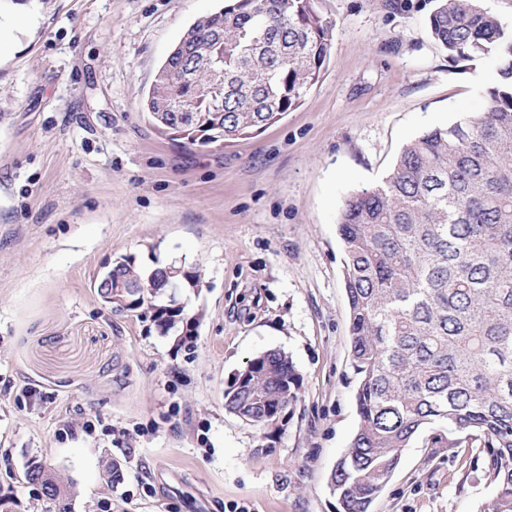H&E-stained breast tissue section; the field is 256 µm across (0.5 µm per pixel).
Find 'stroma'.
<instances>
[{
    "label": "stroma",
    "instance_id": "35a3bbf8",
    "mask_svg": "<svg viewBox=\"0 0 512 512\" xmlns=\"http://www.w3.org/2000/svg\"><path fill=\"white\" fill-rule=\"evenodd\" d=\"M224 3L0 0V495L14 512L46 510L33 458L74 482L73 512H338L331 474L359 421L339 212L407 142L483 112L499 64L449 59L436 0H315L332 40L298 107L221 148L170 140L142 102ZM123 255L198 274L177 292L195 335L103 305L94 284ZM268 350L300 386L287 422L262 430L224 392ZM454 439L426 428L371 512H483L489 452Z\"/></svg>",
    "mask_w": 512,
    "mask_h": 512
}]
</instances>
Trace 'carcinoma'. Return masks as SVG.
<instances>
[{
    "label": "carcinoma",
    "instance_id": "cac0c4a2",
    "mask_svg": "<svg viewBox=\"0 0 512 512\" xmlns=\"http://www.w3.org/2000/svg\"><path fill=\"white\" fill-rule=\"evenodd\" d=\"M429 28L454 61L498 60L499 82L483 112L408 142L340 210L359 424L331 478L339 512H370L403 449L435 423L457 445L490 449L487 512H512V23L477 0H438ZM331 32L314 0H233L183 34L144 109L189 145L255 134L318 81ZM112 268L145 286L141 306L163 331L184 323L165 269L146 274L130 256ZM298 387L291 361L271 351L224 406L272 418ZM275 392L286 399L255 406Z\"/></svg>",
    "mask_w": 512,
    "mask_h": 512
}]
</instances>
